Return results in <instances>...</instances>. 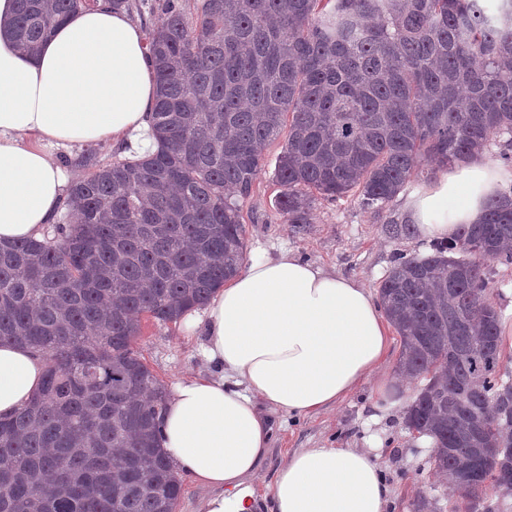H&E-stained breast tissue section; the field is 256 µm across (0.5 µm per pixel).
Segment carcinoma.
Here are the masks:
<instances>
[{"label":"carcinoma","mask_w":512,"mask_h":512,"mask_svg":"<svg viewBox=\"0 0 512 512\" xmlns=\"http://www.w3.org/2000/svg\"><path fill=\"white\" fill-rule=\"evenodd\" d=\"M3 28L34 55L87 0H16ZM148 33L159 146L93 164L51 238L0 243V344L30 346L40 395L0 419V512H175L160 448L167 393L135 343L175 323L246 259L243 202L268 145L277 211L315 195L384 209L436 161L493 145L512 171V0H160ZM512 188L378 287L414 383L403 423L432 442L456 512H499L480 463L512 473V375L485 265L512 264Z\"/></svg>","instance_id":"carcinoma-1"}]
</instances>
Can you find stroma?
Returning <instances> with one entry per match:
<instances>
[{
	"mask_svg": "<svg viewBox=\"0 0 512 512\" xmlns=\"http://www.w3.org/2000/svg\"><path fill=\"white\" fill-rule=\"evenodd\" d=\"M281 142L270 144L265 167L245 200L247 256L278 258L289 252L326 271L355 278L376 290L400 253L430 254L431 243L418 236L407 221L409 191L401 192L383 210L364 207L351 195L336 201L317 200L312 224L284 223L275 206L278 187L273 181ZM136 347L151 372L165 387L208 372L203 356V330L186 335L182 323H161L143 316ZM274 442L253 480L266 493L288 456L300 448L337 442L370 451L391 491L387 512H411L415 497H435L442 512H451L452 497L429 464L431 441L411 435L404 427L401 405H390L367 382L341 404L298 418L274 417Z\"/></svg>",
	"mask_w": 512,
	"mask_h": 512,
	"instance_id": "obj_1",
	"label": "stroma"
}]
</instances>
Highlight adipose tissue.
<instances>
[{
  "label": "adipose tissue",
  "instance_id": "obj_1",
  "mask_svg": "<svg viewBox=\"0 0 512 512\" xmlns=\"http://www.w3.org/2000/svg\"><path fill=\"white\" fill-rule=\"evenodd\" d=\"M155 93L141 28L106 0L71 16L34 57L0 35V240H38L54 222L68 184L56 151L103 141L148 148ZM501 185L486 161L455 166L412 196L410 219L421 238H453ZM185 326L203 327V354L222 372L174 384L161 446L207 490L201 512H253L251 480L272 445L273 415L335 407L390 347L369 289L290 254L252 260ZM45 369L39 352L0 346L1 418L39 393ZM388 501L370 454L341 445L294 451L264 497L268 512H386Z\"/></svg>",
  "mask_w": 512,
  "mask_h": 512
}]
</instances>
